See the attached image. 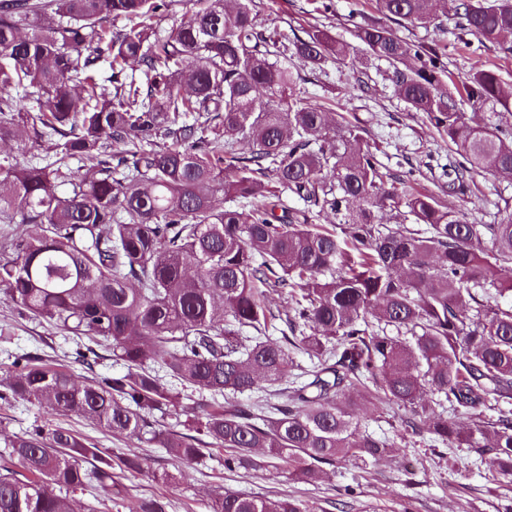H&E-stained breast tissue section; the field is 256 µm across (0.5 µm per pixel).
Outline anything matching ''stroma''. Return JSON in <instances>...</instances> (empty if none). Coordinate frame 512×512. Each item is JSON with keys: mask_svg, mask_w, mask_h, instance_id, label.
<instances>
[{"mask_svg": "<svg viewBox=\"0 0 512 512\" xmlns=\"http://www.w3.org/2000/svg\"><path fill=\"white\" fill-rule=\"evenodd\" d=\"M319 2L255 0L267 32L303 38L319 29L352 45L357 26L374 22L400 37L444 47L454 80L482 67L496 70L505 85L512 86V58L500 57L492 47L471 52L452 33L455 0H442L435 22L427 27L395 22L377 10L375 0H327L329 8L324 12ZM288 64L300 71V91L307 101L343 113L365 127V138L376 148L386 177L412 168L421 188L442 194L441 167L448 161V146L395 95L388 63L373 58L354 65L331 61L320 70L297 58ZM470 183L468 198L442 196L448 206L466 211L471 221L493 223L498 207L512 204V182L477 174ZM74 348L72 339L46 321L20 318L11 304L0 302V382L8 377L14 357L26 352L48 356L85 376V369L74 362ZM47 424L77 432L113 459L136 457L143 462V469L134 476L115 477L111 512H133L144 498L170 501L169 512H207V501L219 487L256 496L288 495L307 512H504L512 504V487L497 481L488 465L477 462L468 449L438 443L395 449L389 460L377 465L341 460L327 467L321 481L310 484L285 473L226 470L220 450L184 469L160 445L109 432L75 414L52 415L33 403L0 400V449L14 436ZM181 469L186 476L178 487L156 478L157 473Z\"/></svg>", "mask_w": 512, "mask_h": 512, "instance_id": "stroma-1", "label": "stroma"}]
</instances>
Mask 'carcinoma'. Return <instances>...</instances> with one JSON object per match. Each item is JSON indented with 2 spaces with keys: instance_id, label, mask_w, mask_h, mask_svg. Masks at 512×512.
Segmentation results:
<instances>
[{
  "instance_id": "carcinoma-1",
  "label": "carcinoma",
  "mask_w": 512,
  "mask_h": 512,
  "mask_svg": "<svg viewBox=\"0 0 512 512\" xmlns=\"http://www.w3.org/2000/svg\"><path fill=\"white\" fill-rule=\"evenodd\" d=\"M436 2L376 6L427 27ZM197 5L162 37L169 0H0V142L45 153L43 165L0 156V222L25 226L0 243V295L71 335L76 361L103 347L125 365L79 382L18 358L0 399L158 441L185 466L221 448L229 470L307 483L396 447L361 429L364 399L409 414L404 444L426 432L469 448L511 484L512 305L483 294L505 291L512 208L475 224L411 171L385 184L364 129L304 102L284 64L291 54L319 69L348 44L324 30L276 41L252 0ZM117 18L128 24L114 31ZM453 20L512 56V0H459ZM356 38L448 140V193L465 198L474 173L512 179V124L477 127L464 112L512 109L495 71L450 91L440 47L372 23ZM285 193L304 207L282 206ZM272 291L291 332L281 341L267 336ZM296 353L313 369L299 371ZM226 393L257 398L223 405ZM158 413L186 417L190 433L156 428ZM5 453L22 471L0 473V512H74L70 493L112 487V456L67 428L36 427ZM208 509L305 512L287 495L224 490Z\"/></svg>"
}]
</instances>
